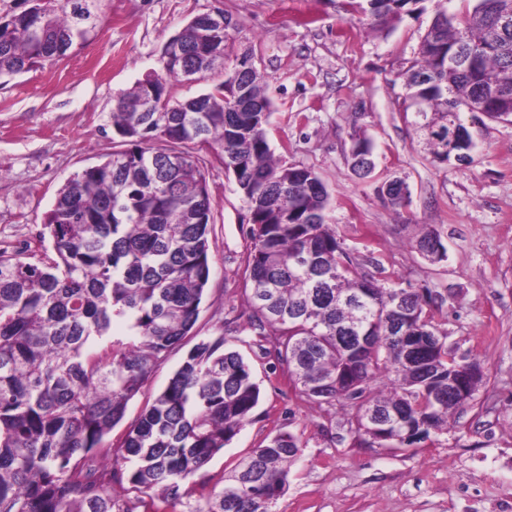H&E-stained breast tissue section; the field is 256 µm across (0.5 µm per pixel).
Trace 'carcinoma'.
Masks as SVG:
<instances>
[{"instance_id": "cac0c4a2", "label": "carcinoma", "mask_w": 512, "mask_h": 512, "mask_svg": "<svg viewBox=\"0 0 512 512\" xmlns=\"http://www.w3.org/2000/svg\"><path fill=\"white\" fill-rule=\"evenodd\" d=\"M0 17V79L83 46L100 0H28ZM422 0H359L377 28ZM182 57L122 92L112 126L128 145L105 154L58 192L40 238L53 254L0 253V512H279L299 440L278 434L221 478L188 485L250 421L260 388L227 331L201 338L165 389L146 401L119 444L108 440L128 403L168 352L190 335L211 276L212 200L198 148L237 166L250 248L241 271L248 325L269 336L298 395L351 410L358 440L402 450L448 430L483 379L448 352L423 306L443 302L385 287L352 266L328 219L330 194L310 168L274 156L272 103L254 75L238 84L242 110L222 87L164 112L171 81L198 60H224V28L186 24ZM404 112L433 161L448 163V123L485 97L512 116V0H476L462 15L436 0L435 16L404 72ZM418 250L440 260L433 232ZM125 323L113 332L115 320ZM123 495H116V489Z\"/></svg>"}]
</instances>
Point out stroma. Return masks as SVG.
I'll return each instance as SVG.
<instances>
[{"label":"stroma","instance_id":"obj_1","mask_svg":"<svg viewBox=\"0 0 512 512\" xmlns=\"http://www.w3.org/2000/svg\"><path fill=\"white\" fill-rule=\"evenodd\" d=\"M351 0H104L89 41L66 58L0 86V251L51 250L40 238L58 190L119 150L112 108L120 92L160 71L162 51L193 17L223 9L225 67L251 51L273 103L275 155L312 168L331 194L329 219L358 271L445 301L425 312L461 364L479 362L482 385L446 431L407 450L355 438L340 406L312 407L295 392L270 340L248 326L240 273L247 210L214 151L200 150L214 202L212 275L195 331L225 321L249 361L260 401L249 423L198 473L216 479L280 433L298 437L280 512H512V122L478 112L460 118L477 143L470 164H440L404 118L403 73L416 57L434 0L383 31ZM374 145L375 170L352 167L356 134ZM403 179L409 203L392 206L385 181ZM434 232L445 256L416 247Z\"/></svg>","mask_w":512,"mask_h":512}]
</instances>
